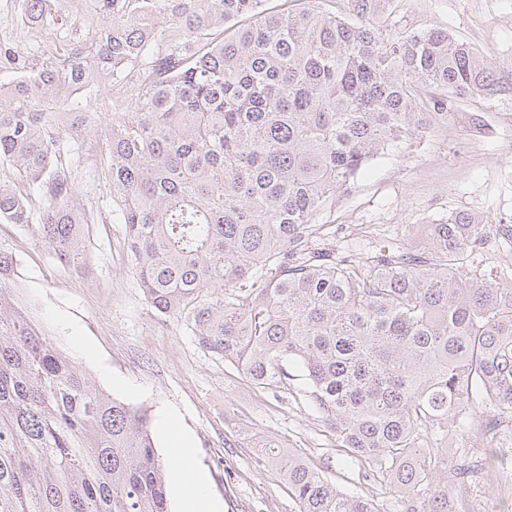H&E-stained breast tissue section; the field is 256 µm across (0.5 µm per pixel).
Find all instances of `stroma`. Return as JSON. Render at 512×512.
Here are the masks:
<instances>
[{"label":"stroma","mask_w":512,"mask_h":512,"mask_svg":"<svg viewBox=\"0 0 512 512\" xmlns=\"http://www.w3.org/2000/svg\"><path fill=\"white\" fill-rule=\"evenodd\" d=\"M57 8L69 22L47 34L26 22L23 0H0V46L35 68L91 38L92 0H59ZM387 23L400 32L442 29L493 62L512 63V0H390ZM59 163L94 216L85 238L87 267L57 260L37 233L46 191L0 163V184L25 194L30 211L29 223H0V251L15 261L9 286L35 327L97 388L149 409L160 459H168L173 433L187 435L192 463L222 512H299L287 481L257 446L277 439L337 487L363 495L380 512H396L389 484L362 478V465L350 461L305 396L303 380L277 392L253 387L200 347L187 321L159 314L145 299L128 261L122 206L110 192L98 135L80 148L63 147ZM458 212L512 224V97L460 103L424 139L403 140L373 160L316 215L309 248L367 256L405 245L420 225ZM502 499H512V468L492 480L478 474L463 509L497 512Z\"/></svg>","instance_id":"stroma-1"}]
</instances>
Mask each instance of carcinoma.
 I'll return each mask as SVG.
<instances>
[{
    "label": "carcinoma",
    "instance_id": "cac0c4a2",
    "mask_svg": "<svg viewBox=\"0 0 512 512\" xmlns=\"http://www.w3.org/2000/svg\"><path fill=\"white\" fill-rule=\"evenodd\" d=\"M26 2L28 23L65 25L55 0ZM263 2L94 0L90 44L33 73L0 52V74L15 71L0 78V163L49 185L38 233L84 267L89 217L57 158L94 126L66 110L67 90L111 81L105 160L146 299L251 385L305 380L403 512H458L448 474L462 485L473 470L432 443L479 404L491 437L512 423V269H467L489 225L460 212L402 251L302 252L323 205L372 160L460 101L512 96V68L446 31L388 29L389 0H348L346 19L320 0L277 14ZM0 223H29L1 184ZM268 269L264 287L236 291ZM12 271L1 254L0 512H170L149 410L99 390L35 329L3 287ZM258 447L300 512H379L298 451Z\"/></svg>",
    "mask_w": 512,
    "mask_h": 512
}]
</instances>
